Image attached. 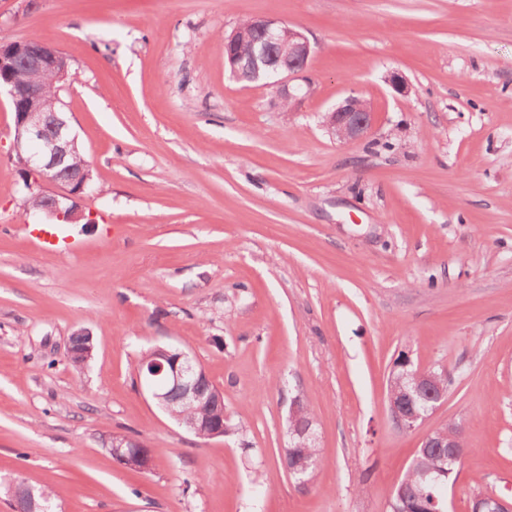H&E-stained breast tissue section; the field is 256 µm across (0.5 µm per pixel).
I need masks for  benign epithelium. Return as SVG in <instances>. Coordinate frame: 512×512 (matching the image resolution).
<instances>
[{"label": "benign epithelium", "instance_id": "7a95c632", "mask_svg": "<svg viewBox=\"0 0 512 512\" xmlns=\"http://www.w3.org/2000/svg\"><path fill=\"white\" fill-rule=\"evenodd\" d=\"M311 55V44L303 32L281 20L252 17L248 28L237 26L224 36V60L233 76L238 77L246 70L254 83L271 81L283 103L297 98L290 92L288 82L304 77ZM0 68H22L32 75L26 83H0V96H6L13 103L26 101L25 111L15 113L14 118V150L25 146L19 163L25 171L58 188L44 197L41 214L65 224L88 220L80 206V200L87 193L86 170L65 167V160L79 152L77 136L62 99L47 96L38 80V76L50 72L57 81H64L68 75L67 57L58 48L37 39H22L0 45ZM374 121L371 107L359 96L347 97L324 115V125L342 144L363 138L371 131ZM74 335L82 337V342L69 341L67 358L89 360L94 350L93 337L82 329ZM409 377L414 392L426 397L427 407L422 414L388 400L391 417L405 431L425 421L448 396L438 374L431 369L416 368ZM207 379L206 372L190 354L178 348L164 352L158 369L139 377L141 388L166 411L178 404L214 397L218 403H223L221 391L204 387L203 381ZM288 438L295 448H303L307 442L315 440L309 425L290 429ZM456 443L457 439L446 438L434 428L423 437L422 447L454 448ZM144 447L143 442L128 437L111 443L112 454L137 460L146 457ZM471 512H512V501L497 495H479L472 498Z\"/></svg>", "mask_w": 512, "mask_h": 512}]
</instances>
